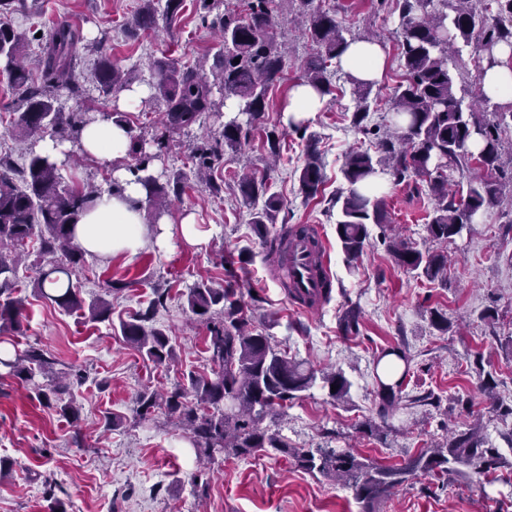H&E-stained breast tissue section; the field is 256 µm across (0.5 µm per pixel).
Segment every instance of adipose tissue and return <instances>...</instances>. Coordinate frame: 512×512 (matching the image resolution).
Masks as SVG:
<instances>
[{
	"instance_id": "obj_1",
	"label": "adipose tissue",
	"mask_w": 512,
	"mask_h": 512,
	"mask_svg": "<svg viewBox=\"0 0 512 512\" xmlns=\"http://www.w3.org/2000/svg\"><path fill=\"white\" fill-rule=\"evenodd\" d=\"M340 65L357 80L373 83L383 75L384 53L378 43L355 40L341 56ZM79 143L83 153L110 167L112 178L121 190L103 193L83 215L75 229L77 240L94 254L136 253L143 244L139 204L145 200L147 191L118 165L131 145L127 128L109 119H98L81 129Z\"/></svg>"
}]
</instances>
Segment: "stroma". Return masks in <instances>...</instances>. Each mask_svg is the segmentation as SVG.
<instances>
[{"instance_id": "obj_1", "label": "stroma", "mask_w": 512, "mask_h": 512, "mask_svg": "<svg viewBox=\"0 0 512 512\" xmlns=\"http://www.w3.org/2000/svg\"><path fill=\"white\" fill-rule=\"evenodd\" d=\"M142 0H27V10L13 14L15 26L37 33L27 56H42V35L60 21L80 30L85 41L105 39L114 61L130 71L134 85L150 87V62L168 56L194 64L214 56L219 48L215 32L201 19L199 0H185L173 22L157 19L153 29L134 30ZM314 9L333 10L349 35L373 34L385 55L384 73L370 95L369 122L390 124L388 105L402 70L397 59L398 17L391 4L379 0H314ZM288 46L284 79L268 92V108L251 132L243 150L225 154L213 177L222 184L212 194L205 184L189 182L170 209L167 242L158 246L157 225H145L144 244L135 253L99 256L87 254L82 271L73 273L74 287L84 300L110 296L113 317L144 310L156 288L169 291L165 308L154 317L166 329L176 357L154 365L128 347L109 323H92L79 313H66L40 298L34 288V269L20 271L21 295L26 299L23 330L0 332V352L14 355L29 346L42 349L64 365L79 366L81 383L72 384L69 400L81 408L77 422L41 405L35 390L6 370H0V459L11 462L0 479V512H46L47 492L69 502L70 512H358L349 490L335 480L300 468L283 455L263 452L242 458L232 455L211 466L206 492L193 486L197 449L176 426L166 410L140 419L136 398L145 389L169 388L193 371L212 376L205 353L207 330L185 308L187 288L197 281L224 283L225 264H232L247 314L258 332L268 335L290 357L316 368L342 370L351 383L347 399L332 400L326 389L314 385L283 410L266 416L261 426L295 448H354L363 457L383 464L403 463L436 442L449 430L480 420L483 434L507 459L496 474H471L450 479L420 473L411 484L385 499L380 512H512V447L502 435L512 430V419H500L480 389L473 370L482 360L495 381L494 392L512 400V357L504 344L512 336V226L499 215L475 218L468 233L448 242L451 258L448 283L430 282L398 266L388 249L389 240L377 225H370L369 244L356 270H348L336 235L337 208L332 201L345 189L341 167L351 149L375 150L374 136L351 123L352 86L345 74L332 79L324 107L308 123L323 165V182L315 197L299 190L298 176L306 160L307 142L287 131L282 106L316 53L308 36L281 23L276 29ZM19 104L5 63L0 60V155H10L15 166L25 161V142L12 128ZM163 103L147 101L129 109L127 117L136 138L153 152L150 171L163 178L192 166L190 147L200 136L219 135L229 114L224 105L207 113L201 122L170 134L164 148L153 138L161 130ZM283 132L282 158L266 170L273 192L283 207L279 223L318 225L329 245L334 288L319 312L294 310L288 293L268 274L267 251L254 233L246 207L237 196L236 177L243 166L263 169L265 133ZM63 182L74 186L91 182L108 187V169L84 157L77 141H70L67 160L60 166ZM394 232L421 250L431 249L424 226L432 209L427 193H413L407 185L384 181ZM193 215L205 235L202 244L188 243L181 231L184 215ZM123 282L124 290L107 288ZM361 309L358 334L344 335L340 319L350 305ZM495 310V320L484 317ZM448 319L447 330L432 326V312ZM405 344L411 373L403 387L397 414L380 435L360 432L359 426L377 420L379 404L374 359L382 348ZM433 392L435 405L415 403V396ZM121 417L119 427L104 431L105 414ZM82 447L72 443L73 435Z\"/></svg>"}]
</instances>
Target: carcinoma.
<instances>
[{
  "mask_svg": "<svg viewBox=\"0 0 512 512\" xmlns=\"http://www.w3.org/2000/svg\"><path fill=\"white\" fill-rule=\"evenodd\" d=\"M298 2L301 10L292 22L303 27L316 45L300 82L312 86L322 96L332 93V62L349 46L336 15L311 8L313 0ZM184 0H144L135 28L147 30L157 14L173 20L183 9ZM275 0H250L249 14L238 13V0H224V12L203 22L218 30L223 50L215 55L214 81H209L203 66L182 65L168 57L151 61L153 98L164 102V129L183 130L216 107L213 88L224 92V101H233L238 115L224 123L217 137L204 136L190 147L195 162L194 176L209 171L226 150H237L247 137L246 127L256 123L266 109V91L281 80L287 64L285 45L274 33L272 4ZM24 6V0H0V60L5 61L10 84L19 95L20 107L14 112V131L24 140L36 142L51 136L61 140L78 138L81 128L91 121L86 112L65 114L56 106L53 89L69 88L77 97L83 89L75 69L79 48L92 50L99 59L92 83L101 96L119 93L130 85L112 57L103 52V41L81 44L76 30L67 23L55 26L46 43L39 76L26 64V32L15 27L9 16ZM399 16L397 44L400 66L406 80L390 101L395 121L378 137V155L353 150L346 155L342 174L346 192L336 197L338 219L336 235L353 271L368 245L370 224L386 220L383 197L360 191L380 173L395 183L412 179L427 182L433 201L427 239L445 243L461 235L477 215L493 210L512 214V198L504 199L500 179L512 181V104L494 105L493 118L478 111L490 103L478 93L468 104L456 95L451 69L463 67L462 50L470 47L482 55L486 67L503 64L512 68V57L503 61L497 54L502 44L512 47V0H396ZM240 62H235V59ZM353 85L355 110L352 124L361 126L370 110L372 84L349 77ZM485 175L469 181L466 191L449 190L453 175L471 164ZM129 172L147 190L146 202L151 222L166 213L184 191L183 177L164 182L149 172V160L139 158ZM322 182L320 160L309 146L299 174L300 190L307 196L317 193ZM242 204L250 210V224L256 234L268 236V225L277 223L281 202L270 192L265 178L253 172L239 179ZM103 189L88 184L82 188L62 185L58 166L41 153L29 150L24 166L17 169L7 157L0 158V331L18 332L22 328L25 301L17 295L18 271L30 256L28 245L37 244L39 258L50 265L37 278L39 295L65 312L88 309L92 322L112 321V303L102 297L84 304L72 281L60 283L57 274L71 276L82 268L86 251L77 242L74 229L83 213L101 196ZM389 250L396 263L430 282L448 281V253L422 251L406 240L394 237ZM55 285L46 290L45 283ZM168 290L156 288L148 307L128 320H119L124 342L157 366L168 364L175 349L165 330L147 326L158 308L165 306ZM187 308L204 321L208 336V360L217 367L214 377L191 372L187 383L163 393L142 391L137 398L141 417L158 407L165 408L195 447L211 462L228 451L248 457L259 451L294 458L299 466L318 472L346 486L360 505L359 512H375V506L406 484L417 473L437 476L462 473L467 467L477 474L494 473L509 465L480 428L448 431V439L434 448L399 465H382L362 458L350 449L292 448L280 437L260 427L264 417L287 405L320 381L333 400H342L351 383L340 371L328 373L286 356L271 337L249 329L242 294L234 274L216 288L201 281L186 291ZM360 311L350 306L343 315L342 331L358 333ZM394 356L403 363L398 379L379 381V410L382 421L395 414L402 389L410 373L411 358L405 347L384 350L381 357ZM0 365L25 384L37 388L39 400L57 409L62 416L76 420L79 408L59 403L58 394L81 380V371L69 367L55 369L56 362L30 346L13 360L0 358Z\"/></svg>",
  "mask_w": 512,
  "mask_h": 512,
  "instance_id": "cac0c4a2",
  "label": "carcinoma"
}]
</instances>
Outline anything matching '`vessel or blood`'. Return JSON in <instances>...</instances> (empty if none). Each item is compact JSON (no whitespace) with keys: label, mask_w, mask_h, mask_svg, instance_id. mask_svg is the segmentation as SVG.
Listing matches in <instances>:
<instances>
[{"label":"vessel or blood","mask_w":512,"mask_h":512,"mask_svg":"<svg viewBox=\"0 0 512 512\" xmlns=\"http://www.w3.org/2000/svg\"><path fill=\"white\" fill-rule=\"evenodd\" d=\"M272 267L288 270L291 302L315 312L326 299V284L332 279L325 238L314 224L294 227L287 241L270 252Z\"/></svg>","instance_id":"obj_1"}]
</instances>
